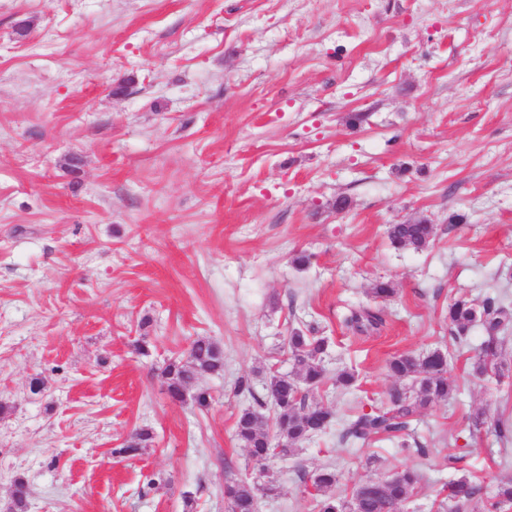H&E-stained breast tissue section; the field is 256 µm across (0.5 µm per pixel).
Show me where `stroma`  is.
Returning a JSON list of instances; mask_svg holds the SVG:
<instances>
[{"label": "stroma", "mask_w": 512, "mask_h": 512, "mask_svg": "<svg viewBox=\"0 0 512 512\" xmlns=\"http://www.w3.org/2000/svg\"><path fill=\"white\" fill-rule=\"evenodd\" d=\"M417 220L430 245L395 250L389 225ZM488 295L512 303V0H0V512L19 476L28 512H226L225 482L266 472L258 512H315L323 467L346 499L418 469L403 512H445L464 475L487 512L512 442L468 418L512 413V329L503 376H478L481 327L456 340L447 315ZM373 304L383 326L345 327ZM309 326L335 421L257 466L236 418ZM199 336L224 350L203 412L160 374ZM433 349L456 397L404 440L341 441L397 389L389 360ZM141 427L153 445L115 455Z\"/></svg>", "instance_id": "obj_1"}]
</instances>
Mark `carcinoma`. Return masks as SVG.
Returning <instances> with one entry per match:
<instances>
[{
  "instance_id": "cac0c4a2",
  "label": "carcinoma",
  "mask_w": 512,
  "mask_h": 512,
  "mask_svg": "<svg viewBox=\"0 0 512 512\" xmlns=\"http://www.w3.org/2000/svg\"><path fill=\"white\" fill-rule=\"evenodd\" d=\"M434 236V225L425 220L415 224H392L388 229L391 245L397 249L420 251ZM345 322L353 330L365 333L383 324L379 312L370 308L353 309ZM480 323L485 336L474 370L487 374L498 367L505 331L512 326V308L496 296H487L478 305L459 298L448 306V327L454 337L467 336L475 323ZM327 340L316 335L315 328L306 331L295 328L288 336V353L293 361L289 374L274 373L266 383L269 402L257 401V406L241 411L235 422V436L241 447L248 450L252 462L263 467L279 452L293 456L301 445L316 434L324 432L334 422L330 408L311 397L324 384L322 358ZM389 371L407 387L390 395L383 408H373L353 416L344 426L341 439L366 441L385 436L401 438L420 410L434 402L446 401L459 390L457 381L448 371V355L435 349L423 357L399 355L389 362ZM224 372V349L212 339L199 336L187 353L168 359L161 367V376L168 396L177 402L186 398L193 384L207 376ZM271 405L273 416L262 413ZM470 427L485 430L499 440L512 437V416L487 422L479 413L470 419ZM151 430H136L114 453L126 457L139 454L151 446ZM422 480L413 468L398 471L380 489L372 493L365 485L354 489L351 501L336 496V471L322 468L313 473L316 512H401L413 491ZM275 490L273 480L265 487L248 477L227 482L224 486V505L227 512H254L260 490ZM481 485L461 477L448 484V512H468L471 501L482 494ZM505 504L512 505V480L497 485L490 503V512H499ZM28 486L18 477L13 481L9 512H27Z\"/></svg>"
}]
</instances>
